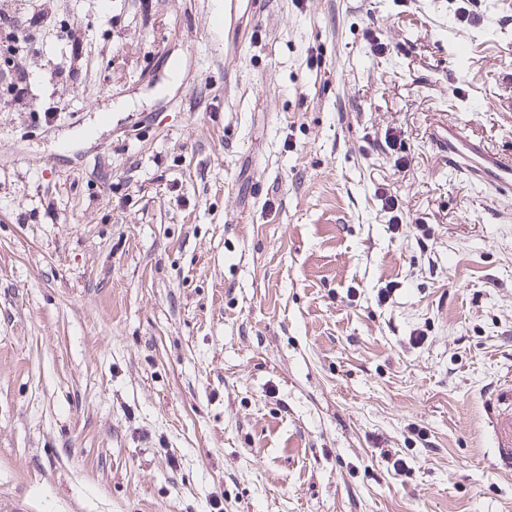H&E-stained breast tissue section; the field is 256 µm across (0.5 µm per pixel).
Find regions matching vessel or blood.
<instances>
[{
    "instance_id": "b4317fda",
    "label": "vessel or blood",
    "mask_w": 512,
    "mask_h": 512,
    "mask_svg": "<svg viewBox=\"0 0 512 512\" xmlns=\"http://www.w3.org/2000/svg\"><path fill=\"white\" fill-rule=\"evenodd\" d=\"M434 148L444 154L448 167L473 185L482 187L496 201H512V153L473 135L467 124L451 118L434 124L430 131ZM496 447L504 468H512V407L495 416Z\"/></svg>"
}]
</instances>
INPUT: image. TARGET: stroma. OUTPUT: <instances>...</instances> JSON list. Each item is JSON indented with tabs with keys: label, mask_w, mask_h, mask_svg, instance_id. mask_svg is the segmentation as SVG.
<instances>
[{
	"label": "stroma",
	"mask_w": 512,
	"mask_h": 512,
	"mask_svg": "<svg viewBox=\"0 0 512 512\" xmlns=\"http://www.w3.org/2000/svg\"><path fill=\"white\" fill-rule=\"evenodd\" d=\"M0 11V512H512V0ZM28 24H19L14 17L0 12V43L4 48L19 56V62L13 64L14 76L10 82L9 91L15 98L25 96L30 87L31 81L29 73L22 61L24 49L31 43L30 37L26 35V30L31 26H36L45 20L44 16H38L33 22ZM434 148L448 158V168L496 201H512V153H504L486 138L470 133L464 122L448 118L430 131ZM496 447L505 469L512 468V407L499 409L495 415Z\"/></svg>",
	"instance_id": "stroma-1"
}]
</instances>
